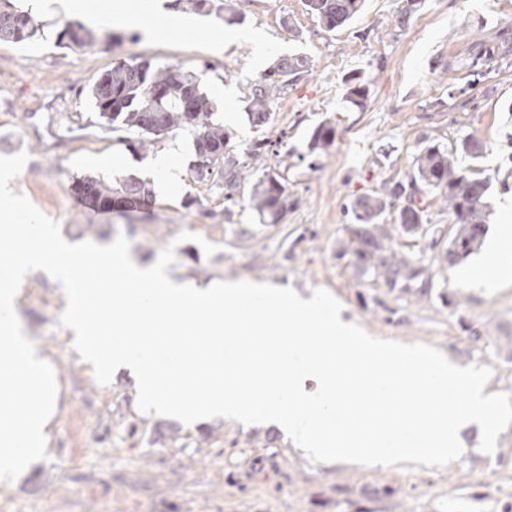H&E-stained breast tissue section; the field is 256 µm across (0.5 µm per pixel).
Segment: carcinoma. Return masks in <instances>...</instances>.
I'll list each match as a JSON object with an SVG mask.
<instances>
[{
	"label": "carcinoma",
	"mask_w": 512,
	"mask_h": 512,
	"mask_svg": "<svg viewBox=\"0 0 512 512\" xmlns=\"http://www.w3.org/2000/svg\"><path fill=\"white\" fill-rule=\"evenodd\" d=\"M185 9L196 14L224 15V22L237 23L232 7L216 4L215 0H177ZM365 0H304L308 12L326 31L331 32L351 22L363 10ZM41 24L29 11L18 9L10 0H0V43L23 44L38 36ZM57 45L67 49H84L98 42L96 34L80 24L67 23L56 35ZM310 59L301 53L279 58L262 74L251 91L248 118L256 126L265 125L274 102L288 90V85L309 72ZM372 80L362 74H348L345 78L346 102L356 110L366 106ZM90 97L97 111L98 123L110 130H133L137 137L128 139V148L144 151L155 138L174 130L196 132L195 160L191 164L192 182L206 184L222 179L228 192L225 199L234 200L233 190L243 179L239 162L215 152L226 150L229 135L224 131V119L213 111L209 95L201 88L197 75L175 67H160L149 61L119 62L104 72L90 89ZM336 126L332 119L321 121L312 131L307 144L308 156H319L334 142ZM482 142L466 136L452 148L426 145L416 154L412 172L407 180L383 182L381 190L360 197L347 209L351 219L364 225L354 233L363 248L355 251L358 261L365 264L379 256L380 267L390 283L414 274L409 262L394 259L387 262L382 253L388 251L385 241L389 235L379 223L386 206H394L407 191L421 195L435 193L446 203L449 213L458 224L448 248V262L458 263L471 255L481 244L486 233L490 184L474 178L458 168V157L476 160L483 156ZM76 199L86 208L106 211L113 198L124 195L138 210L152 197L150 183L128 177L114 184L82 174L71 181ZM252 208L261 219L279 223L292 206L288 188L276 171H266L253 185Z\"/></svg>",
	"instance_id": "carcinoma-1"
}]
</instances>
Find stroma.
I'll return each instance as SVG.
<instances>
[{
	"label": "stroma",
	"instance_id": "1",
	"mask_svg": "<svg viewBox=\"0 0 512 512\" xmlns=\"http://www.w3.org/2000/svg\"><path fill=\"white\" fill-rule=\"evenodd\" d=\"M108 9L164 10L172 31L98 25L97 45L59 48L56 34L78 13H37L43 32L26 45L0 44V159L20 167L17 190L56 221L73 242L107 245L117 235L130 255L156 262L175 248L177 275L198 281L253 279L302 292L328 290L347 317L373 335L426 343L462 365L493 370L490 390L512 393V282L484 286L466 280L469 263L487 264L484 250L467 262L448 261L456 226L440 199L424 196V222L406 231L397 207L382 219L392 247L419 268V277L389 285L358 263L359 241L347 218L358 197L389 179L407 178L423 143L454 146L471 135L484 141L479 160H463L469 175L491 184L487 241L512 224V52L480 69L465 91L469 50L476 39L512 42V0H366L348 25L325 31L303 0H232L239 21L177 8L174 0H102ZM410 11L399 24L401 11ZM303 52L311 68L271 108L268 123L249 121L251 89L283 56ZM149 60L195 72L224 119L228 150L247 164L235 191L192 183L190 175L164 188L157 157L175 140L194 156L195 136L179 130L148 150L128 149L126 130L96 122L89 89L113 64ZM371 75L364 111L347 109L343 78ZM336 121L334 142L315 167L300 163L308 136L322 120ZM275 152L252 160L254 141ZM123 166L105 170L108 156ZM279 171L294 205L277 224L260 223L250 203L263 168ZM113 183L150 181L154 201L126 215L97 214L71 197L73 176ZM220 245L213 256L185 255L182 233ZM63 288L44 271L29 273L16 303L27 335L56 373L58 412L49 453L15 485L0 486V512H512V425L493 454L480 434L466 436L468 454L447 467L359 470L315 463L296 452L275 428L242 429L223 420L195 427L157 419L137 408V386L125 373L99 384L60 323Z\"/></svg>",
	"mask_w": 512,
	"mask_h": 512
}]
</instances>
